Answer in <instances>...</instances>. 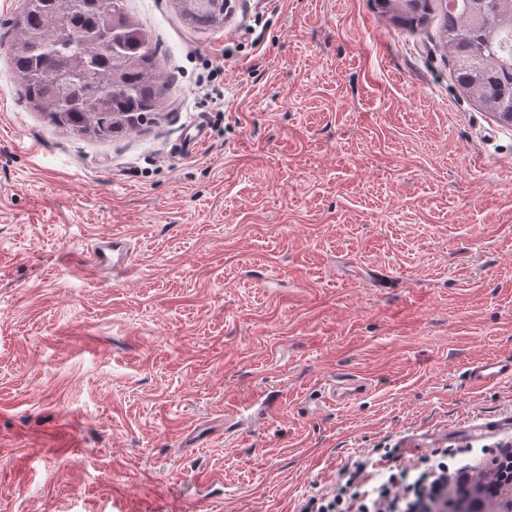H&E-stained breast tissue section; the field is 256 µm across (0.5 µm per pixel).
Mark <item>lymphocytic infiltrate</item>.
I'll use <instances>...</instances> for the list:
<instances>
[{
  "label": "lymphocytic infiltrate",
  "instance_id": "lymphocytic-infiltrate-1",
  "mask_svg": "<svg viewBox=\"0 0 512 512\" xmlns=\"http://www.w3.org/2000/svg\"><path fill=\"white\" fill-rule=\"evenodd\" d=\"M459 454L438 448L394 470L389 455L360 456L339 471L334 489L311 497L300 512H448V491L460 486L468 465L449 467Z\"/></svg>",
  "mask_w": 512,
  "mask_h": 512
}]
</instances>
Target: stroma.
<instances>
[{
  "instance_id": "35a3bbf8",
  "label": "stroma",
  "mask_w": 512,
  "mask_h": 512,
  "mask_svg": "<svg viewBox=\"0 0 512 512\" xmlns=\"http://www.w3.org/2000/svg\"><path fill=\"white\" fill-rule=\"evenodd\" d=\"M21 4L0 0V512H297L353 454L512 443V379L466 382L512 358V126L455 83L441 11L412 33L374 0H228L195 30L127 0L174 82L110 141L22 98ZM115 234L126 272L82 277ZM342 374L369 390L337 407ZM467 381L475 387L495 384L512 378V359H491L472 365L466 374Z\"/></svg>"
}]
</instances>
